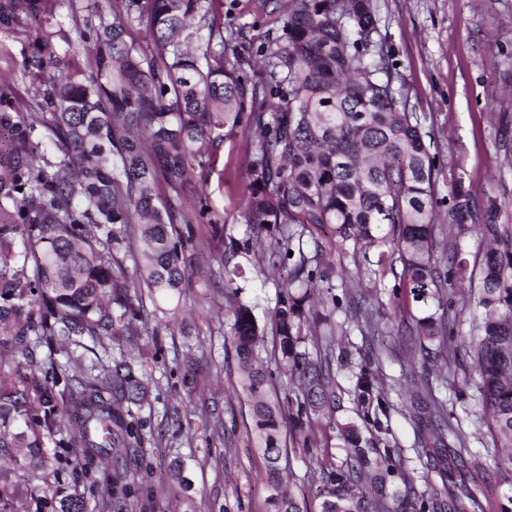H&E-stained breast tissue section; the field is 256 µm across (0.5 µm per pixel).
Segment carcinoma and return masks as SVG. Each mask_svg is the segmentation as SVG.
Listing matches in <instances>:
<instances>
[{
    "label": "carcinoma",
    "instance_id": "cac0c4a2",
    "mask_svg": "<svg viewBox=\"0 0 512 512\" xmlns=\"http://www.w3.org/2000/svg\"><path fill=\"white\" fill-rule=\"evenodd\" d=\"M63 2L0 0L1 31L23 22L38 30L21 62L37 84L32 111H19L11 86L0 85L7 139L0 149V362L11 364L8 373L0 369V459L19 454L34 471L52 465L76 477L87 471L90 448L112 465L113 479L86 490L103 501L129 495L134 477L123 459L144 437L124 404L146 399L152 375L133 344L90 370L75 363L71 346L139 335L144 319L131 294L144 290L167 304L155 311L176 322L178 306L170 303L190 287L192 224L210 210L204 195L188 216L171 199L187 188L190 169L214 165L219 143L255 127L242 188L247 230L234 237L211 219L207 228L224 241L214 262L224 274L239 382L265 463L267 512H304L284 489V425L307 449L316 444L311 415L336 408L335 332L313 315L315 289L329 282L333 254L365 258L381 245L389 250L362 275L375 283L392 275L416 303L439 302L449 286L478 280L483 315L470 341L478 400L512 473V225L500 223L506 206L491 200L478 208L459 181L448 194V236L477 227L482 258L472 263L457 246L436 251L438 153L396 94L393 50L372 0H288L283 35L262 48L256 75L245 69L249 48L239 34L224 31L220 0H116L106 13L91 12L76 40L54 23ZM142 32L152 47L140 45ZM87 43L93 56L84 68L76 56ZM44 131L57 149L52 160L41 151ZM261 242L265 274L291 265L288 280L276 283L270 324L276 369L297 385L293 395L278 394L260 360L266 330L233 286L240 267L227 266ZM123 249L132 252L131 274L114 258ZM320 320L327 330L305 333ZM416 331L421 343L448 346L441 319L420 318ZM47 342L66 362L34 364V349ZM412 392L404 407L437 423L427 459L441 488L412 497L388 491L382 478L365 505L360 484L380 466L393 473V465L391 449L379 447L388 391L380 374L362 370L353 396L370 410V437L361 440L354 426L343 431L350 450L345 464L325 472L331 491L321 512H392L390 499L400 512H460L448 501L450 484L473 497L470 473L441 452L448 436L468 451L467 436L448 421L428 375ZM50 442L63 453L47 457ZM82 500L77 484L59 479L51 512H81Z\"/></svg>",
    "mask_w": 512,
    "mask_h": 512
}]
</instances>
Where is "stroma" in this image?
<instances>
[{
    "label": "stroma",
    "instance_id": "obj_1",
    "mask_svg": "<svg viewBox=\"0 0 512 512\" xmlns=\"http://www.w3.org/2000/svg\"><path fill=\"white\" fill-rule=\"evenodd\" d=\"M225 29L241 32L253 51L281 36L286 0H222ZM379 30L392 46L401 79L398 83L409 109L424 131L437 142L438 195L464 181L478 205L488 200L512 202V159L501 148L503 135L512 136V0H375ZM31 26L0 31V72L10 75L20 108L31 103L36 87L21 70V50L35 37ZM254 142L248 134L224 141L214 167L195 171L193 191L177 200L193 211L199 194H206L212 217L224 220L228 233L242 236L240 214L246 156ZM246 270L237 279L238 296L252 306L260 323H268L276 301L271 278L259 272V261L239 257ZM352 257L342 258L330 277L336 302L325 311L336 322L332 368L341 394L333 418L316 423L318 456L325 464H342L347 447L341 437L346 424L363 426L364 411L353 397L360 370L380 371L392 401L386 447L400 449L402 476L390 487L410 484L417 495H429L439 485L420 450L426 430L401 403L413 379L428 375L433 395L446 401L449 416L457 417L469 437L467 468L482 483L484 512H512V481L496 467L487 416L478 402L473 352L467 343L481 317L477 294L469 285L455 286L449 302L430 303L429 312L444 317L457 349L440 351L437 343L419 347L409 338L418 303H404L403 290L393 276L377 285L359 282ZM191 286L180 303L182 320L169 328L151 316L140 328L135 344L146 356L153 376L148 399L134 415L144 424L145 440L130 467L156 491L154 512H266L264 460L248 438L251 419L239 385L229 325L215 316L224 306V278L207 267L194 268ZM373 306L391 334L382 362L370 356L380 339L347 318L350 298ZM283 434L290 450L294 478L292 493L320 512L329 487L319 468L308 466L300 437L291 428ZM182 459L190 488L171 477V462ZM55 489L50 471L31 472L15 466L8 491L16 512H36V502L51 498Z\"/></svg>",
    "mask_w": 512,
    "mask_h": 512
}]
</instances>
